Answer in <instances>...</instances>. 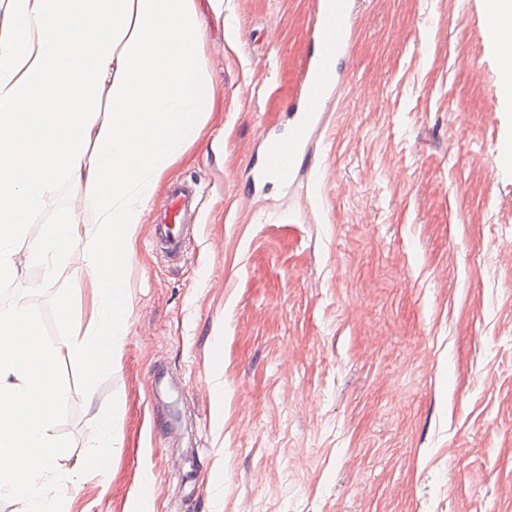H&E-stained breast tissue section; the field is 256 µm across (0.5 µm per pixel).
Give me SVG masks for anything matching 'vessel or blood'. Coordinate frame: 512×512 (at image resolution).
<instances>
[{
    "mask_svg": "<svg viewBox=\"0 0 512 512\" xmlns=\"http://www.w3.org/2000/svg\"><path fill=\"white\" fill-rule=\"evenodd\" d=\"M313 9L309 29L312 51L302 65L291 123L287 130L265 134L260 156L251 169V187L276 183L287 188L294 184L298 165L322 123L324 105L343 82L337 64L349 43L354 0H313ZM166 198L153 218L152 241L166 258L177 261L197 231L202 197L196 185L180 180L169 185Z\"/></svg>",
    "mask_w": 512,
    "mask_h": 512,
    "instance_id": "b4317fda",
    "label": "vessel or blood"
}]
</instances>
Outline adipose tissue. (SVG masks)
I'll list each match as a JSON object with an SVG mask.
<instances>
[{"instance_id":"adipose-tissue-1","label":"adipose tissue","mask_w":512,"mask_h":512,"mask_svg":"<svg viewBox=\"0 0 512 512\" xmlns=\"http://www.w3.org/2000/svg\"><path fill=\"white\" fill-rule=\"evenodd\" d=\"M11 2L13 26L0 33V288L31 266L53 279L61 261L94 280L98 313L53 342L19 297L0 301V490L22 512H67L48 492L63 456L53 435L64 398L57 364L74 355L90 381L111 366L127 325L112 277L125 269L155 178L204 123L211 77L195 0ZM64 182L95 222L71 209L15 248Z\"/></svg>"}]
</instances>
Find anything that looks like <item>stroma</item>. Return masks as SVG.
I'll use <instances>...</instances> for the list:
<instances>
[{
  "instance_id": "obj_1",
  "label": "stroma",
  "mask_w": 512,
  "mask_h": 512,
  "mask_svg": "<svg viewBox=\"0 0 512 512\" xmlns=\"http://www.w3.org/2000/svg\"><path fill=\"white\" fill-rule=\"evenodd\" d=\"M488 2L355 0L346 82L305 170L254 194L312 2L196 0L211 105L148 208L195 179L200 232L171 263L142 218L112 367L90 386L59 361L50 492L69 512H133L149 483L148 512H512V106ZM12 292L51 341L68 331L62 297L84 322L96 307L67 267L28 268ZM158 366L171 400L154 395ZM101 412L115 449L96 474L82 463Z\"/></svg>"
}]
</instances>
